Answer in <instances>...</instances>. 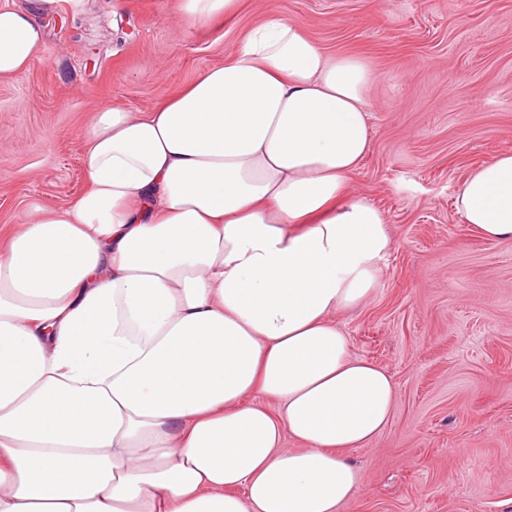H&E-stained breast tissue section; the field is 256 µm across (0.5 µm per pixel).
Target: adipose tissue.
Instances as JSON below:
<instances>
[{
	"label": "adipose tissue",
	"instance_id": "ef3b65f1",
	"mask_svg": "<svg viewBox=\"0 0 512 512\" xmlns=\"http://www.w3.org/2000/svg\"><path fill=\"white\" fill-rule=\"evenodd\" d=\"M58 2L0 7V79ZM371 78L276 16L148 112L102 111L87 190L0 240V512H346L345 452L395 402L333 320L393 246L350 194ZM456 208L512 240V152Z\"/></svg>",
	"mask_w": 512,
	"mask_h": 512
}]
</instances>
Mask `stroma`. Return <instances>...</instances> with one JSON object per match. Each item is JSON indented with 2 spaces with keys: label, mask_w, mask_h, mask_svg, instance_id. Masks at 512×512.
<instances>
[{
  "label": "stroma",
  "mask_w": 512,
  "mask_h": 512,
  "mask_svg": "<svg viewBox=\"0 0 512 512\" xmlns=\"http://www.w3.org/2000/svg\"><path fill=\"white\" fill-rule=\"evenodd\" d=\"M177 0H61L44 53L0 80V235L87 185L86 132L145 112L278 15L363 58L370 145L351 189L393 238L378 288L336 321L396 386L386 430L348 450L347 512H512V241L464 224L456 192L512 152V0H237L199 22Z\"/></svg>",
  "instance_id": "stroma-1"
}]
</instances>
